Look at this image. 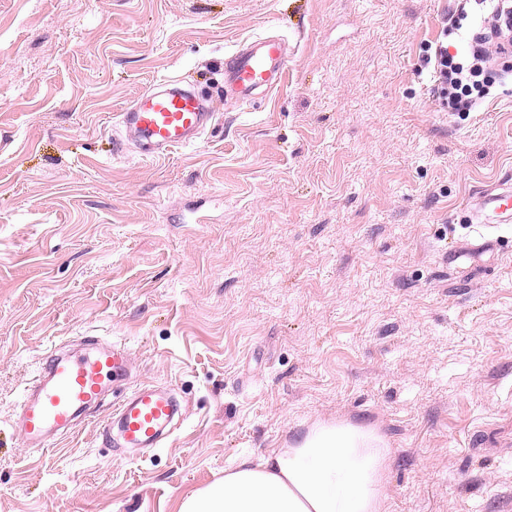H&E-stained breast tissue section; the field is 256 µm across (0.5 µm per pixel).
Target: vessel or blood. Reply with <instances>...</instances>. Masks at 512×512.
Segmentation results:
<instances>
[{"instance_id":"vessel-or-blood-1","label":"vessel or blood","mask_w":512,"mask_h":512,"mask_svg":"<svg viewBox=\"0 0 512 512\" xmlns=\"http://www.w3.org/2000/svg\"><path fill=\"white\" fill-rule=\"evenodd\" d=\"M287 68L285 42L258 37L250 48L230 55L227 83L240 100L248 101L280 82ZM213 118L203 98L170 78L162 89L140 94L119 113L118 123L125 139L158 156L197 142ZM468 212L471 234L449 249V262L498 251L497 231L501 225L512 223V183L500 182L475 193ZM129 374L130 349L123 341L103 344L91 336L81 354L50 348L19 402L26 447L51 448L57 438L72 433L98 408L113 382L127 379ZM176 413V404L167 393L148 386L135 388L117 411L124 447L158 446Z\"/></svg>"}]
</instances>
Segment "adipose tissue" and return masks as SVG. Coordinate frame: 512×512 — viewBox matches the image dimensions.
Wrapping results in <instances>:
<instances>
[{
	"label": "adipose tissue",
	"instance_id": "ef3b65f1",
	"mask_svg": "<svg viewBox=\"0 0 512 512\" xmlns=\"http://www.w3.org/2000/svg\"><path fill=\"white\" fill-rule=\"evenodd\" d=\"M391 461L375 427L319 420L288 447L242 458L188 490L177 512H388Z\"/></svg>",
	"mask_w": 512,
	"mask_h": 512
}]
</instances>
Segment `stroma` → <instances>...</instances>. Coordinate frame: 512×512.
<instances>
[{
	"mask_svg": "<svg viewBox=\"0 0 512 512\" xmlns=\"http://www.w3.org/2000/svg\"><path fill=\"white\" fill-rule=\"evenodd\" d=\"M478 0H0V512H176L316 420L374 426L390 512H512V227L464 260L463 203L512 181V53L467 115L430 44L472 59ZM294 52L238 102L224 61ZM216 114L150 157L117 114L168 78ZM126 340L180 420L131 453L13 423L50 344Z\"/></svg>",
	"mask_w": 512,
	"mask_h": 512,
	"instance_id": "1",
	"label": "stroma"
}]
</instances>
